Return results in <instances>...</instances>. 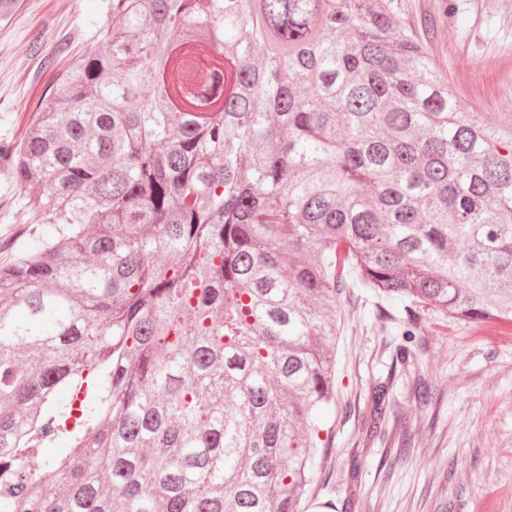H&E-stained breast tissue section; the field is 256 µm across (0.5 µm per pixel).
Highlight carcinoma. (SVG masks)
<instances>
[{
    "label": "carcinoma",
    "instance_id": "carcinoma-1",
    "mask_svg": "<svg viewBox=\"0 0 512 512\" xmlns=\"http://www.w3.org/2000/svg\"><path fill=\"white\" fill-rule=\"evenodd\" d=\"M395 9L106 0L0 141L47 227L0 262V512H301L342 293L402 360L421 310L512 322V121Z\"/></svg>",
    "mask_w": 512,
    "mask_h": 512
}]
</instances>
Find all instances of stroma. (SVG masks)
Segmentation results:
<instances>
[{
	"mask_svg": "<svg viewBox=\"0 0 512 512\" xmlns=\"http://www.w3.org/2000/svg\"><path fill=\"white\" fill-rule=\"evenodd\" d=\"M0 23V140H21L52 74L100 50L103 0H21ZM398 18L483 120L512 118V0H398ZM43 229L28 190L0 166V261ZM399 307L347 290L336 306V405L303 512H512V323L423 312L409 362ZM430 385L419 400L414 381ZM389 387L371 425L374 390Z\"/></svg>",
	"mask_w": 512,
	"mask_h": 512,
	"instance_id": "obj_1",
	"label": "stroma"
}]
</instances>
